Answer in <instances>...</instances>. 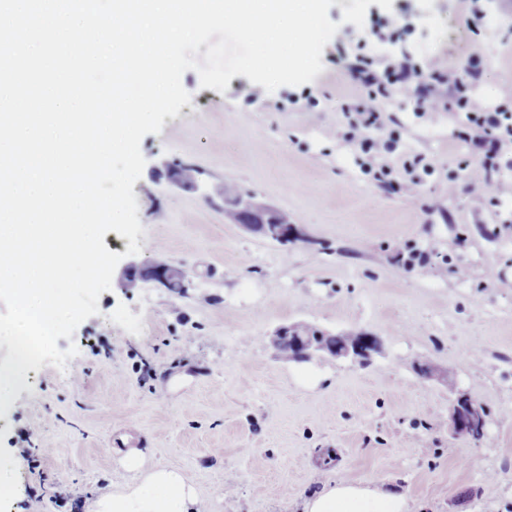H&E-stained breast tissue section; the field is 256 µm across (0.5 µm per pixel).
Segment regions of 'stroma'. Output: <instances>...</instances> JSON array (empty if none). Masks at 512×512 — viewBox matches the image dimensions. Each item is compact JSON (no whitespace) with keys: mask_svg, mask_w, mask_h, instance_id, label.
Wrapping results in <instances>:
<instances>
[{"mask_svg":"<svg viewBox=\"0 0 512 512\" xmlns=\"http://www.w3.org/2000/svg\"><path fill=\"white\" fill-rule=\"evenodd\" d=\"M482 10L471 26L456 0H338L328 16L353 39H330L311 83L269 92L237 75L221 93L183 74L190 104L141 142L134 259L197 275L180 294L155 283L102 293L98 315L57 342L78 350L65 370L27 371L0 416V456L12 463L0 512H76L78 501L92 512L130 448L183 469L211 512H300L344 476L385 481L414 512H512V232L492 233L512 201L436 191L467 152L455 138L463 116H418L404 92L387 102L399 150L436 165L418 199L369 180L336 135L343 71L358 54H440L462 67L479 51L487 68L471 96L498 107L512 89V9L483 0ZM402 14L410 30L370 35L372 17ZM165 162L199 167L197 188L168 183L157 172ZM228 180L287 213L298 240L284 246L225 223ZM406 242L448 261L406 267ZM292 322L366 331L383 350L366 366L285 363L268 337ZM425 355L439 378L418 374ZM459 393L488 410L481 440L451 430Z\"/></svg>","mask_w":512,"mask_h":512,"instance_id":"stroma-1","label":"stroma"}]
</instances>
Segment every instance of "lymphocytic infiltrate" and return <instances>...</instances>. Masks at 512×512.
I'll return each instance as SVG.
<instances>
[{
  "mask_svg": "<svg viewBox=\"0 0 512 512\" xmlns=\"http://www.w3.org/2000/svg\"><path fill=\"white\" fill-rule=\"evenodd\" d=\"M346 72L352 82L365 92V100L346 105L342 136L365 158V174L393 192L415 198L421 182L415 170L430 173L432 159L421 153L397 155L399 133L396 120L384 101L393 87H400L416 99L420 112L442 110L464 113L465 119L457 139L466 145L471 158L462 167V176L440 180L436 189L440 195L453 197L465 192L471 198L501 203L512 198V180L501 177L502 168H512V92L495 110L482 109L475 103L469 87L483 73V56L471 52L466 70L450 66L442 56H432L416 63L408 54L394 57L384 65L361 56Z\"/></svg>",
  "mask_w": 512,
  "mask_h": 512,
  "instance_id": "obj_1",
  "label": "lymphocytic infiltrate"
}]
</instances>
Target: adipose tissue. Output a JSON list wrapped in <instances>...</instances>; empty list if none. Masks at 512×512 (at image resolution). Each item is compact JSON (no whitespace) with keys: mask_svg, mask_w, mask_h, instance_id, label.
<instances>
[{"mask_svg":"<svg viewBox=\"0 0 512 512\" xmlns=\"http://www.w3.org/2000/svg\"><path fill=\"white\" fill-rule=\"evenodd\" d=\"M129 478L98 495L93 512H206L192 478L182 470L154 463L140 449L121 461ZM301 512H411L405 493L372 480L339 478L305 498Z\"/></svg>","mask_w":512,"mask_h":512,"instance_id":"ef3b65f1","label":"adipose tissue"}]
</instances>
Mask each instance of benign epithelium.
<instances>
[{
	"label": "benign epithelium",
	"instance_id": "7a95c632",
	"mask_svg": "<svg viewBox=\"0 0 512 512\" xmlns=\"http://www.w3.org/2000/svg\"><path fill=\"white\" fill-rule=\"evenodd\" d=\"M233 206L241 214V226L252 233L260 234L279 244L299 235L298 227L290 223L288 215L275 209L255 194L239 197L233 202ZM180 271L179 266L167 261H160L144 268L130 264L118 278L117 287L127 291L150 282L171 286L179 280ZM272 337L275 340L281 338L292 340L295 346L300 348L298 359L304 361L315 357H330L350 360L361 365L371 362L381 348V340L370 333L341 348L334 344V336L325 331L323 332L324 342L316 344L311 338L300 335L295 323L280 325L273 331ZM450 419L455 435L470 437L484 430L487 411L481 404L471 399L458 397L453 401Z\"/></svg>",
	"mask_w": 512,
	"mask_h": 512
}]
</instances>
